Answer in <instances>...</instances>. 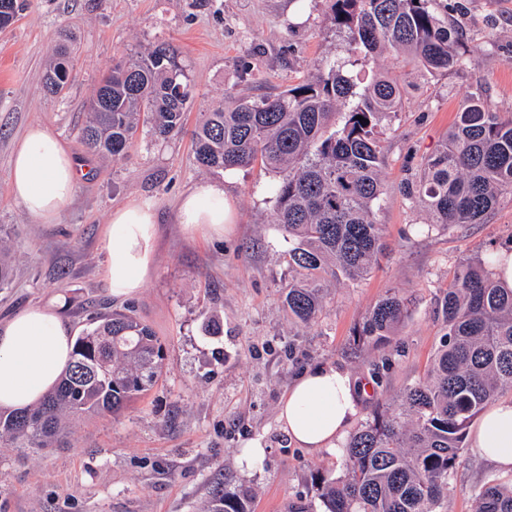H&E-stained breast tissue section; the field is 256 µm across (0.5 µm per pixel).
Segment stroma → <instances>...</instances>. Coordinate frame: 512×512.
<instances>
[{
	"mask_svg": "<svg viewBox=\"0 0 512 512\" xmlns=\"http://www.w3.org/2000/svg\"><path fill=\"white\" fill-rule=\"evenodd\" d=\"M462 32V65L445 75L407 76L400 112L382 122L385 194L378 210L382 250L370 275L328 280L325 307L310 325L284 305L289 243L275 212V174L261 166L207 171L192 137L202 113L225 97L275 95L346 59L348 39L330 21V0H28L0 28V241L12 268L0 288V322L59 301L75 332L91 315L132 308L164 346L153 389L120 413L68 423L65 447L26 454L0 445V512H198L217 484L250 488L253 512H320L314 476L337 474L342 454L290 443L278 407L295 376L331 364L358 382L359 418L421 378L443 339L438 290L464 259L488 244L512 247V199L481 224L430 223L403 183L436 150L463 100L483 95L512 114V0H440ZM71 35L73 71L61 94L42 89L59 31ZM166 43L193 88L182 132L166 142L140 135L127 156L87 152L80 132L104 71L126 53ZM42 124L60 136L86 177L60 217L44 224L12 199L8 171L16 141ZM219 182L235 219L223 236L176 219L179 198ZM150 203L158 217L155 260L140 292L113 297L103 275L106 224L114 206ZM411 302L389 345L355 353L352 332L387 292ZM261 439L249 469L238 455ZM493 470L465 452L448 484L445 512H474L473 490Z\"/></svg>",
	"mask_w": 512,
	"mask_h": 512,
	"instance_id": "obj_1",
	"label": "stroma"
}]
</instances>
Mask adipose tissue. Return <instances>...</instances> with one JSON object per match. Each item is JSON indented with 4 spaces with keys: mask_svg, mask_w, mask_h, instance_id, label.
Masks as SVG:
<instances>
[{
    "mask_svg": "<svg viewBox=\"0 0 512 512\" xmlns=\"http://www.w3.org/2000/svg\"><path fill=\"white\" fill-rule=\"evenodd\" d=\"M81 167L49 129L31 126L18 143L9 174L11 192L25 212L50 223L76 194ZM232 207L223 185L205 182L185 194L178 220L186 228L223 234ZM157 215L133 201L113 209L107 227L103 274L113 296L128 298L141 288L153 265ZM61 303L31 307L0 324V408L37 405L55 387L70 360L71 327ZM352 376L333 366L301 373L283 396L278 421L289 440L311 452L339 450L357 415ZM474 455L498 472L512 474V399L494 402L472 433Z\"/></svg>",
    "mask_w": 512,
    "mask_h": 512,
    "instance_id": "ef3b65f1",
    "label": "adipose tissue"
}]
</instances>
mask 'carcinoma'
I'll use <instances>...</instances> for the list:
<instances>
[{"label": "carcinoma", "instance_id": "obj_1", "mask_svg": "<svg viewBox=\"0 0 512 512\" xmlns=\"http://www.w3.org/2000/svg\"><path fill=\"white\" fill-rule=\"evenodd\" d=\"M7 2L0 27L25 6ZM437 6L438 0H332L331 22L348 34L347 63L359 72L323 63L275 96L239 98L206 113L194 131L200 168L259 163L279 176L274 223L293 240L285 303L299 324L322 311L326 277L359 280L381 250L377 128L401 110L403 95L399 79L370 62L390 53L431 75L462 64L457 32ZM71 68L59 53L44 89L60 94ZM98 90L111 104L102 112L90 101L81 139L90 154L114 160L127 156L141 131L157 140L179 132L191 99L185 67L165 45L114 65ZM409 194L432 224L483 223L501 198L512 197V116L491 111L478 95L466 99L440 146L421 160ZM511 257L512 247L505 255L492 248L459 264L437 299L443 344L423 379L377 405L349 436L342 473L316 476L321 512H440L470 423L512 388V288L498 272ZM408 307L404 296L387 294L354 329L353 346L389 343ZM163 361L159 338L136 316L101 315L77 337L53 392L33 409L0 413V441L27 453L50 448L61 442L65 418L116 415L146 394ZM474 501L475 512H512V475L486 478ZM251 504L248 490L218 486L202 512H252Z\"/></svg>", "mask_w": 512, "mask_h": 512}]
</instances>
